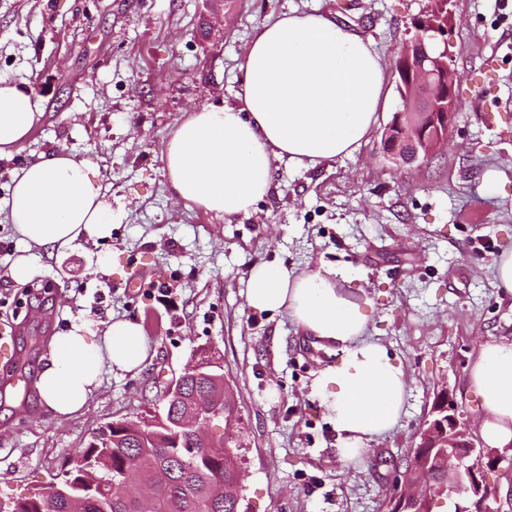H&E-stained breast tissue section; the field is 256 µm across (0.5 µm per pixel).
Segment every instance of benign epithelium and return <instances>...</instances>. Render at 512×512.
Here are the masks:
<instances>
[{
  "instance_id": "1",
  "label": "benign epithelium",
  "mask_w": 512,
  "mask_h": 512,
  "mask_svg": "<svg viewBox=\"0 0 512 512\" xmlns=\"http://www.w3.org/2000/svg\"><path fill=\"white\" fill-rule=\"evenodd\" d=\"M451 26L452 16L440 20L433 9L418 18L414 23L413 43L405 44L395 66L404 110L395 113L385 129L384 149L399 164L428 160L448 141L449 126L457 108L456 71L448 38ZM221 369L222 362L207 351H200L188 371L172 381L164 392L163 398L171 410H163L152 420H141L140 427L164 428L175 445L180 444L182 434L195 430L207 454L223 450L224 440H214L210 427L216 421L231 422L236 418L225 383L194 395L187 408H181L186 383L212 378ZM419 437L420 448L448 449V486L427 499L434 502L448 499L459 512H470L472 506L482 512H503L499 486L490 482L488 472L499 470L503 475L511 474L512 458L509 467L499 469L505 456L483 443H475L468 422L448 391L437 393L431 419L425 421Z\"/></svg>"
}]
</instances>
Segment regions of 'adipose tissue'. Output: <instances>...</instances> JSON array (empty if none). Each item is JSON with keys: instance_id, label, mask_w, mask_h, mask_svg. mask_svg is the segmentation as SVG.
Listing matches in <instances>:
<instances>
[{"instance_id": "ef3b65f1", "label": "adipose tissue", "mask_w": 512, "mask_h": 512, "mask_svg": "<svg viewBox=\"0 0 512 512\" xmlns=\"http://www.w3.org/2000/svg\"><path fill=\"white\" fill-rule=\"evenodd\" d=\"M234 106H201L168 135L161 160L176 199L217 216L250 213L272 185L281 159L308 166L354 151L385 105L387 64L357 30L321 11L261 22L241 65ZM42 114L30 87L0 79V156L19 152ZM7 217L29 247L68 249L112 233V205L89 159L67 149L41 154L16 172ZM337 270L295 272L253 266L250 308L286 314L305 334L337 346L312 392L337 433L342 460L399 422L407 390L401 361L366 339V308L338 287ZM149 348L129 318L103 331L90 322L56 337L36 388L46 411L70 416L86 406L106 372H142ZM469 385L479 397L478 427L492 448L512 447V338L480 346Z\"/></svg>"}]
</instances>
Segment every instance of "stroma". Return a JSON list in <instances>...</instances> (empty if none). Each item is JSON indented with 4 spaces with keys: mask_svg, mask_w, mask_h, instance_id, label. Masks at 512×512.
I'll return each instance as SVG.
<instances>
[{
    "mask_svg": "<svg viewBox=\"0 0 512 512\" xmlns=\"http://www.w3.org/2000/svg\"><path fill=\"white\" fill-rule=\"evenodd\" d=\"M429 0H224L209 36L208 0H0V77L27 83L43 112L24 148L0 158V271L29 254L24 285L0 280V328L21 355L0 368V501L28 497L92 431L161 404L195 350L224 363L240 422L241 512H386L436 394L448 389L470 426L482 416L468 374L480 346L512 336V296L493 272L512 251V0H452L458 108L447 147L401 168L382 134L402 102L388 73L387 107L351 155L312 167L280 161L249 214L219 218L178 201L161 150L186 112L234 105L256 25L320 10L395 62ZM499 110L487 122L484 96ZM64 148L91 158L112 204V235L58 252L26 250L3 206L18 169ZM261 262L296 271L329 263L344 293L365 304L367 334L401 360L404 413L360 459L336 453L337 434L311 391L334 357L282 313L251 309L246 281ZM139 270L160 282L131 292ZM140 323L150 364L105 374L67 419L35 388L54 336L84 320Z\"/></svg>",
    "mask_w": 512,
    "mask_h": 512,
    "instance_id": "1",
    "label": "stroma"
}]
</instances>
